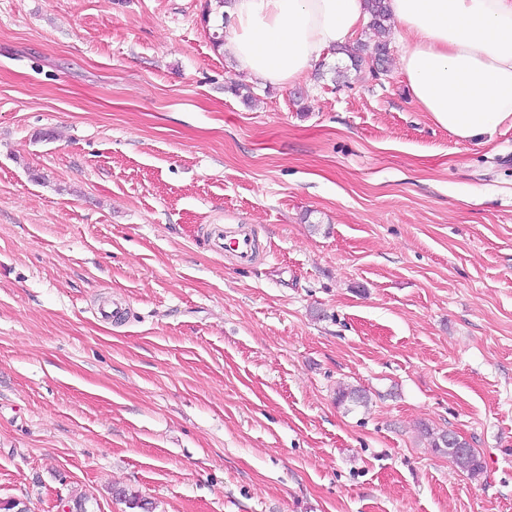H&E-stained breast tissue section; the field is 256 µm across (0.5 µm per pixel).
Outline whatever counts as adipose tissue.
<instances>
[{
  "label": "adipose tissue",
  "instance_id": "obj_1",
  "mask_svg": "<svg viewBox=\"0 0 512 512\" xmlns=\"http://www.w3.org/2000/svg\"><path fill=\"white\" fill-rule=\"evenodd\" d=\"M413 102L457 140L512 122V0H389ZM224 48L261 84L307 78L369 20L366 0H232Z\"/></svg>",
  "mask_w": 512,
  "mask_h": 512
}]
</instances>
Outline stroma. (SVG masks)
<instances>
[{
    "label": "stroma",
    "instance_id": "1",
    "mask_svg": "<svg viewBox=\"0 0 512 512\" xmlns=\"http://www.w3.org/2000/svg\"><path fill=\"white\" fill-rule=\"evenodd\" d=\"M205 4L0 0V501L512 512V126L457 141L393 36L259 86ZM425 434L430 440V447L439 454L448 456V460L459 470L467 472L471 476L480 474L483 471L482 462L475 450L470 448L466 440L447 430L434 432L426 429ZM456 448L459 452L455 451Z\"/></svg>",
    "mask_w": 512,
    "mask_h": 512
}]
</instances>
